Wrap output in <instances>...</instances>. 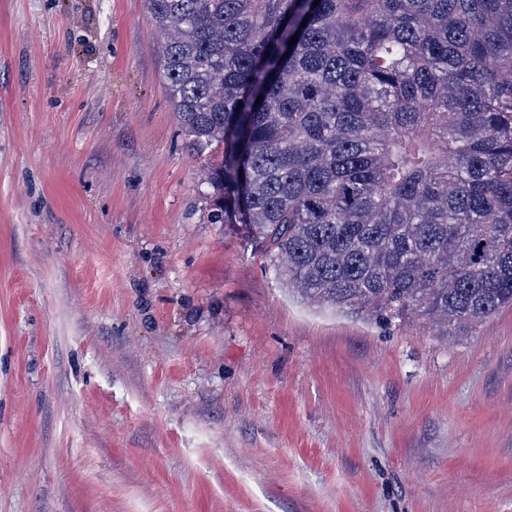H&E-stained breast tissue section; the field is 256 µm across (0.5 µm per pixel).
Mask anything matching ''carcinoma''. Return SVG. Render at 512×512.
I'll use <instances>...</instances> for the list:
<instances>
[{"label":"carcinoma","mask_w":512,"mask_h":512,"mask_svg":"<svg viewBox=\"0 0 512 512\" xmlns=\"http://www.w3.org/2000/svg\"><path fill=\"white\" fill-rule=\"evenodd\" d=\"M147 2L210 223L311 305H512V0Z\"/></svg>","instance_id":"1"}]
</instances>
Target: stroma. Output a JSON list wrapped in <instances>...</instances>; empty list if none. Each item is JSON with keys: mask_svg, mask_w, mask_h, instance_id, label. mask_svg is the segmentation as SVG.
<instances>
[{"mask_svg": "<svg viewBox=\"0 0 512 512\" xmlns=\"http://www.w3.org/2000/svg\"><path fill=\"white\" fill-rule=\"evenodd\" d=\"M144 0H0V512H512V307L309 306L212 224Z\"/></svg>", "mask_w": 512, "mask_h": 512, "instance_id": "stroma-1", "label": "stroma"}]
</instances>
